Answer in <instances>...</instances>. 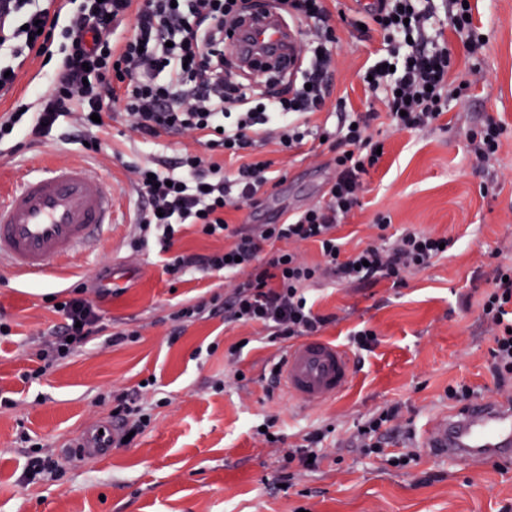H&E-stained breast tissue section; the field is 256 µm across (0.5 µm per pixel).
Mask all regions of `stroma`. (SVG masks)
Wrapping results in <instances>:
<instances>
[{
    "mask_svg": "<svg viewBox=\"0 0 512 512\" xmlns=\"http://www.w3.org/2000/svg\"><path fill=\"white\" fill-rule=\"evenodd\" d=\"M350 0H332L334 70L332 92L312 123H336L334 108L346 98L353 111H366L371 94L361 80L364 66L383 36L358 31L340 9ZM487 35L469 55L448 27L442 0H434L435 26L442 29L454 62L455 81L481 76L467 95L451 97L434 130L396 131L381 125L385 155L366 178L367 190L339 231L345 251L375 235L377 215L390 219L388 232L415 228L452 238L447 256L409 275L403 288L387 281L310 286L313 309L333 316L323 338L347 345L355 328L377 333L371 351L352 357L348 389L335 399L300 404L284 389L267 394L265 376L285 344L270 341L260 325L205 318L172 337L170 314L182 306L225 291L218 272L201 271L175 282L166 274L165 254L155 245L134 250L133 215L139 199L131 166L148 161L174 163L183 151H199L193 140L163 136L144 146L126 122L122 104L101 135L103 150L87 157L70 122L58 126L15 154L0 155V183L36 161L64 164L83 158L111 185L114 223L91 248L38 283L0 267V316L12 333L0 335V512H512V464L495 460L478 466L448 464L426 446L425 430L454 410L448 388L469 385L492 398L512 393L489 370L490 329L478 304L489 287L492 252L512 259V0H471ZM503 124L496 162L475 168L468 154L470 130L487 119ZM282 181L259 207L228 211L235 224H278L322 201L334 177L329 146L312 140L299 150L268 139L258 149ZM499 189L483 194L484 183ZM105 284L110 331H137L136 340L107 346L97 337L83 352L61 361L42 379L24 380L41 332L57 323L50 294L74 282ZM239 356H232L233 346ZM155 386L146 396L152 423L137 441L90 460L65 451L82 434L108 420L112 394L133 391L146 378ZM396 405L395 436L386 450L417 455L396 468L365 456L353 433L358 424ZM276 419L284 442L272 444L255 429ZM327 429L316 469L286 463L289 448L306 434ZM28 433L44 451L61 459L58 481L22 486ZM293 485L281 489L283 472Z\"/></svg>",
    "mask_w": 512,
    "mask_h": 512,
    "instance_id": "35a3bbf8",
    "label": "stroma"
}]
</instances>
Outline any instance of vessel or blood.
<instances>
[{"label": "vessel or blood", "mask_w": 512, "mask_h": 512, "mask_svg": "<svg viewBox=\"0 0 512 512\" xmlns=\"http://www.w3.org/2000/svg\"><path fill=\"white\" fill-rule=\"evenodd\" d=\"M253 24L259 41L272 47L287 43L295 32L278 0H270ZM112 208L107 181L85 164H35L0 189V262L41 281L111 227ZM350 373L351 358L342 346L310 337L289 350L283 383L299 402H324L348 388ZM426 442L436 455L455 464L512 460V397L484 398L437 417ZM79 444L81 455L110 456L111 423L84 434Z\"/></svg>", "instance_id": "obj_1"}]
</instances>
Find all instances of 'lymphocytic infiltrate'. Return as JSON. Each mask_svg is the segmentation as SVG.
Instances as JSON below:
<instances>
[{
    "label": "lymphocytic infiltrate",
    "instance_id": "f902f5d3",
    "mask_svg": "<svg viewBox=\"0 0 512 512\" xmlns=\"http://www.w3.org/2000/svg\"><path fill=\"white\" fill-rule=\"evenodd\" d=\"M289 18L305 20L306 44L297 75L267 83L259 90L249 82H232L224 63L235 45L228 30L251 12L250 0H81L68 25H60L50 8L33 0H0V47L10 46L15 59L51 57L60 50L59 67L47 89L32 99L16 100L0 116V142L38 140L62 117H71L80 141L95 146L110 113V102L124 105L132 129L152 143L161 135H191L205 153L240 157L241 165L225 174L219 162L184 154L175 171L156 166L134 168L135 186L145 202L132 242L141 249L158 242L168 253L167 273L211 271L233 274L225 295L181 307L173 321L192 323L223 314L226 321L261 324L271 340L286 343L318 335L333 318L314 311L307 284L335 279L341 284H371L381 279L406 287L407 274L429 268L442 257L440 237L413 229L388 239L390 220L376 218V242L344 255L336 235L356 207L364 178L381 162L373 123L387 117L400 130L425 131L446 112L454 91L449 82L452 59L447 44L430 34L431 0H377L353 26L383 32L384 43L366 68L368 88L384 111H347L338 100L336 127L311 128V115L323 111L331 92L333 39L327 0H279ZM133 18L129 35L118 36L125 18ZM276 129L286 148H299L309 137L326 138L334 152L336 176L323 203L279 224L230 226L226 209L260 206L271 181L270 161L252 159L260 131ZM196 225L202 235L228 238L230 244L210 254H171L180 226ZM317 244L322 256L311 264L290 251L293 243ZM104 290L72 285L53 295L59 324L48 330L26 377H44L61 360L99 335L108 344L136 340L137 332H108ZM480 317L492 329L490 370L499 386L512 384V262L496 263L491 286L480 303ZM113 447L128 434H142L151 416L138 398L122 393L111 411Z\"/></svg>",
    "mask_w": 512,
    "mask_h": 512
}]
</instances>
